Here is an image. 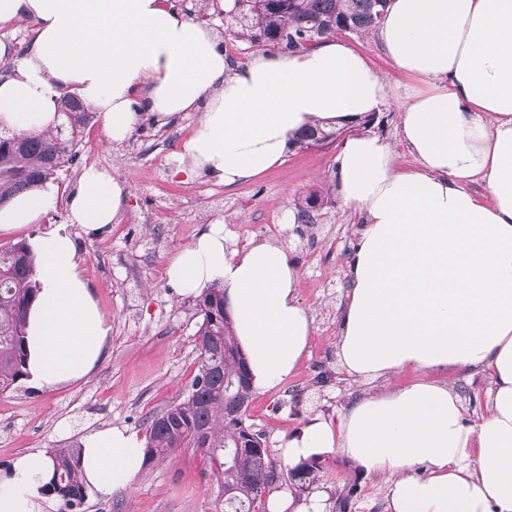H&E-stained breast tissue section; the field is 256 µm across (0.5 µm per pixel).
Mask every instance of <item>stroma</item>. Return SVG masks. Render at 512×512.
Wrapping results in <instances>:
<instances>
[{
    "label": "stroma",
    "mask_w": 512,
    "mask_h": 512,
    "mask_svg": "<svg viewBox=\"0 0 512 512\" xmlns=\"http://www.w3.org/2000/svg\"><path fill=\"white\" fill-rule=\"evenodd\" d=\"M191 21H206L224 41L235 64L255 47L237 41L223 16L201 18L198 0H167ZM199 113L185 112L165 125L140 122L122 143L110 141L101 120L83 134L74 164L59 173L56 207L37 224L0 232V244L35 243L65 227L82 258L81 273L109 325L108 355L86 379L52 391L21 381L0 393V470L31 448H55L97 429L123 427L145 436L150 417L175 402L197 365V300L181 295L164 270L174 251L220 221L228 247L270 239L300 270L299 299L314 327L308 353L275 388L255 392L249 422L260 431L279 473L289 471L279 449L310 418L335 420L354 397L414 381L411 372L390 381L354 378L339 366L336 335L346 281L345 262L360 219L340 201L324 206L317 224H292L288 212L316 187H331L339 145L291 149L280 166L224 189L205 178L174 175L181 142ZM96 166L127 183L129 196L114 223L90 231L68 221V201L82 171ZM216 466L197 448H178L163 462L144 464L130 489L87 498L85 512H224ZM386 479L358 474L343 456L323 458L317 490L336 512L339 493L346 512H387Z\"/></svg>",
    "instance_id": "35a3bbf8"
}]
</instances>
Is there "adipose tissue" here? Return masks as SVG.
I'll use <instances>...</instances> for the list:
<instances>
[{
  "label": "adipose tissue",
  "mask_w": 512,
  "mask_h": 512,
  "mask_svg": "<svg viewBox=\"0 0 512 512\" xmlns=\"http://www.w3.org/2000/svg\"><path fill=\"white\" fill-rule=\"evenodd\" d=\"M28 17L39 27L21 59L0 42V60L15 63L0 80L1 126L53 128L67 86L102 114L115 143L143 116L196 111L177 170L228 189L281 165L315 122L355 126L402 95L399 136L413 165L397 166L394 146L370 133L348 137L336 156V192L363 218L344 270L336 356L355 378H420L351 399L338 421L311 418L281 454L294 466L340 453L387 476L389 512H512V0H390L377 37L396 80L340 38L231 66L212 29L162 0H0V25ZM478 179L488 196L469 190ZM128 194L87 167L68 219L103 228ZM55 200L49 183L17 195L0 207V230L39 223ZM225 242L223 224L209 225L165 275L185 296L223 286L263 391L293 374L313 320L283 248ZM80 265L66 230L39 240L26 342L27 379L42 389L83 380L107 356L110 327ZM469 370L490 383L476 422L440 379ZM145 460L134 432L88 433V494L128 489ZM52 473L48 449L16 457L0 471V512H45Z\"/></svg>",
  "instance_id": "1"
}]
</instances>
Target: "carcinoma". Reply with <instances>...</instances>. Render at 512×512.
Listing matches in <instances>:
<instances>
[{
  "instance_id": "1",
  "label": "carcinoma",
  "mask_w": 512,
  "mask_h": 512,
  "mask_svg": "<svg viewBox=\"0 0 512 512\" xmlns=\"http://www.w3.org/2000/svg\"><path fill=\"white\" fill-rule=\"evenodd\" d=\"M376 0H233L224 15L235 25L236 37L282 50L306 47L305 41L338 33L362 34L376 28ZM58 104L61 123L41 132L16 133L0 129V204L40 183L54 179L74 162L93 113L78 96ZM345 128L316 123L306 128L295 145L310 148L338 140ZM331 202L316 192L300 204L302 222L315 224L321 209ZM32 248L23 240L0 245V392L26 376L27 315L37 297ZM202 317L197 335L196 372L181 399L150 420L146 448L151 459H162L186 445L205 448L211 459L224 455L216 478L224 491V512H260L256 500L263 487L278 484L263 434L246 422L253 388L246 360L224 315V288H206L197 301ZM80 445L72 442L52 450L54 478L50 493L64 505L82 506L85 500L79 465ZM321 478L320 461L291 469L287 479L302 492Z\"/></svg>"
}]
</instances>
